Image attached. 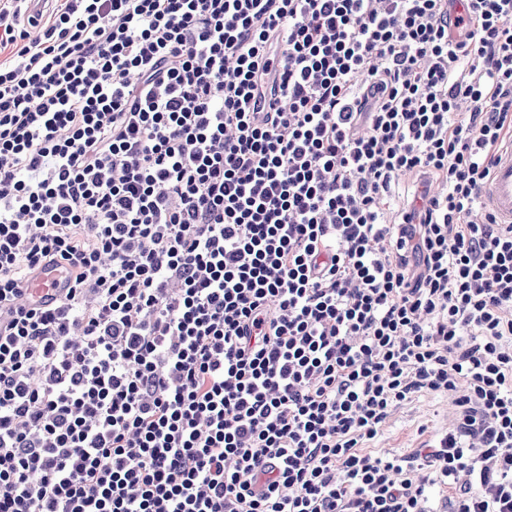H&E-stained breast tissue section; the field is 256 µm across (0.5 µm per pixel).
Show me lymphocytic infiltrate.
<instances>
[{"mask_svg":"<svg viewBox=\"0 0 512 512\" xmlns=\"http://www.w3.org/2000/svg\"><path fill=\"white\" fill-rule=\"evenodd\" d=\"M20 13L0 0V512H428L436 487L512 512V225L482 200L512 0ZM57 259L72 288L32 307ZM425 393L452 405L432 447L367 453Z\"/></svg>","mask_w":512,"mask_h":512,"instance_id":"f902f5d3","label":"lymphocytic infiltrate"}]
</instances>
